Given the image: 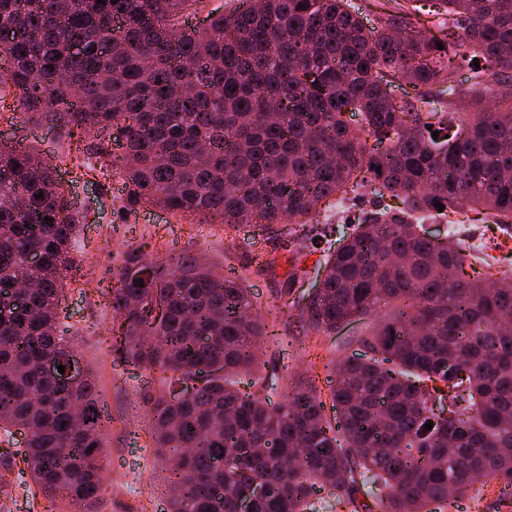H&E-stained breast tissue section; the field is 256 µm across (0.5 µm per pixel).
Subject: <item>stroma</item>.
I'll list each match as a JSON object with an SVG mask.
<instances>
[{"mask_svg":"<svg viewBox=\"0 0 512 512\" xmlns=\"http://www.w3.org/2000/svg\"><path fill=\"white\" fill-rule=\"evenodd\" d=\"M1 140L20 141L43 156L67 199L87 216L72 250L75 264L64 280L59 328L93 375L99 403L111 413L108 447L100 461L107 512H156V504L168 500L148 404L160 373L114 348L105 288L113 285L114 272L133 249L165 261L190 253L241 278L248 294L264 306L287 279L290 257L272 226L233 230L217 219L172 214L155 206L127 213L119 170L120 131L95 138L53 125L18 106L14 90L6 85L0 87ZM286 320L283 313L266 315L277 340L262 350L253 376L272 370L291 378L302 376L322 400H329V362L358 353L356 339L369 331L372 319H352L330 336L292 334ZM24 445L22 431H0V512H58L60 500L41 495L21 463L18 451Z\"/></svg>","mask_w":512,"mask_h":512,"instance_id":"35a3bbf8","label":"stroma"}]
</instances>
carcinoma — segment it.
<instances>
[{
    "instance_id": "cac0c4a2",
    "label": "carcinoma",
    "mask_w": 512,
    "mask_h": 512,
    "mask_svg": "<svg viewBox=\"0 0 512 512\" xmlns=\"http://www.w3.org/2000/svg\"><path fill=\"white\" fill-rule=\"evenodd\" d=\"M189 2L0 0L19 104L84 132L120 129L130 212L160 205L236 230L312 220L362 187L401 205L326 251L304 304L303 258L335 229L281 233L292 271L275 300L299 309L300 332L394 306L356 339L363 352L333 364L329 413L275 372L257 394L235 387L266 336L240 280L192 255H129L107 298L118 346L167 373L152 412L173 463L169 512H239L255 486L251 512H319L326 499L341 512H444L477 481L512 483V288L467 277L488 255L452 239L464 210L512 238V0H437L426 36L419 0H381L372 28L346 0H256L186 33ZM397 83L412 93L396 99ZM86 219L38 157L0 152V430L25 432L21 461L43 494L102 512L93 382L43 372L68 353L55 323ZM428 220L450 236L420 235ZM206 367L218 374L174 395Z\"/></svg>"
}]
</instances>
